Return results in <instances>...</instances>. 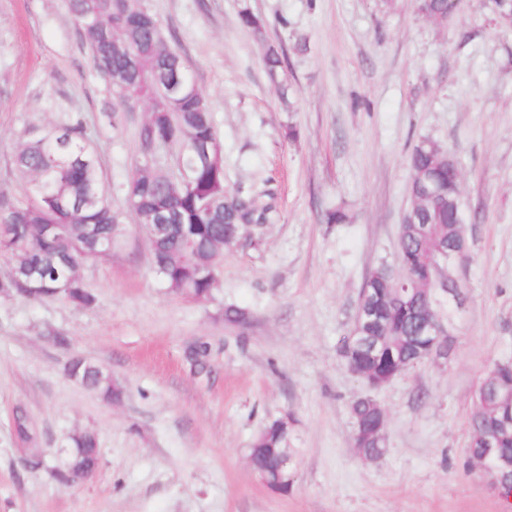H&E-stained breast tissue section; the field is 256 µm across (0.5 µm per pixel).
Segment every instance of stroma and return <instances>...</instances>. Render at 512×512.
I'll list each match as a JSON object with an SVG mask.
<instances>
[{"label": "stroma", "instance_id": "35a3bbf8", "mask_svg": "<svg viewBox=\"0 0 512 512\" xmlns=\"http://www.w3.org/2000/svg\"><path fill=\"white\" fill-rule=\"evenodd\" d=\"M142 3L210 106L227 189L270 190L274 212L253 245L219 257L212 298L169 293L126 198L148 105L119 111L68 0H0V191L22 200L18 146L78 114L121 220L111 255L80 271L91 306L0 296V512H512L468 454L474 393L512 361V21L483 0H459L444 27L417 0L390 10L381 0ZM244 9L264 20L265 41L240 25ZM269 43L287 57L277 81ZM424 137L460 171L464 302L447 360L377 391L386 447L371 459L353 446L350 411L367 388L340 341L368 272L398 264L408 159ZM339 206L349 223H325ZM228 304L247 309L249 325L226 322ZM198 341L211 347L202 375L186 360ZM75 356L106 367L123 399L106 403L71 381ZM19 410L40 468L14 433ZM287 414L296 461L281 494L248 450ZM84 429L98 435L99 467L58 483L65 439Z\"/></svg>", "mask_w": 512, "mask_h": 512}]
</instances>
